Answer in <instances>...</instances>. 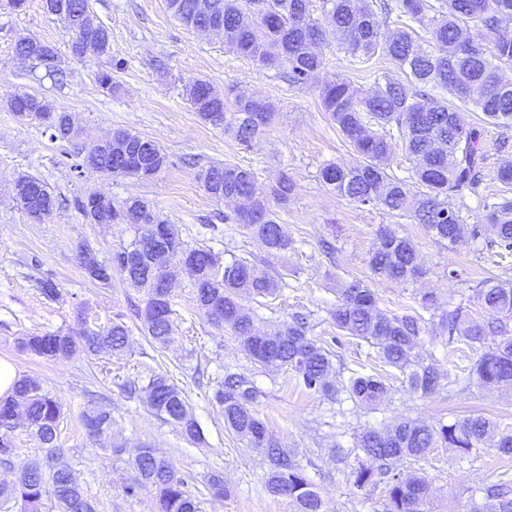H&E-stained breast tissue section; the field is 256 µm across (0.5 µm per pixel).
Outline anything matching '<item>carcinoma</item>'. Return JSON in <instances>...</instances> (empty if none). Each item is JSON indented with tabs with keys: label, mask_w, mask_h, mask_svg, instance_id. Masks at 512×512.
Here are the masks:
<instances>
[{
	"label": "carcinoma",
	"mask_w": 512,
	"mask_h": 512,
	"mask_svg": "<svg viewBox=\"0 0 512 512\" xmlns=\"http://www.w3.org/2000/svg\"><path fill=\"white\" fill-rule=\"evenodd\" d=\"M168 0V8L193 30L216 28L224 41L260 69L286 68L288 83L315 84L322 110L351 147L355 161L328 163L321 168L324 185L336 195L362 207H379L393 217H403L409 199H414L411 218L440 243L455 244L464 234L485 239L497 256L512 259V164L498 169L501 193L485 204V223L465 224L453 197L477 194L482 184L486 152L483 128L466 120V113L480 112L488 125H512V82L500 70L512 65V0H323L327 8L315 16L314 0ZM65 30L92 21L88 0H63L50 9ZM401 26L390 28L391 19ZM418 24L429 35L428 47L415 34ZM336 34L340 48L349 56L367 62L376 56L390 61L402 74L386 77L371 93L356 88L339 75L321 76L323 59L312 47L324 43L326 27ZM473 28L485 32L483 43L470 38ZM93 54L111 55V37L96 25ZM16 56L32 61L52 78H66L57 64V52L44 41L27 37L14 47ZM438 88L444 95L432 96ZM184 94L198 118L224 128L242 146L263 134L275 116V106L237 92L227 86L220 92L207 80L197 79L184 87ZM233 99L234 111H226ZM15 114L45 127L53 141L72 142L80 129L74 117L58 111L47 100L29 92L16 94L10 102ZM401 143L408 160L415 162L409 179L396 177L389 167L392 141ZM137 152L145 170L157 176L173 165L170 156L154 141L117 129L103 144L82 147L72 158L70 169L77 175L92 170L110 177L141 176L127 169L125 157ZM205 192L217 201L234 205L224 221L260 240L273 252H286L292 240L285 233L271 203L288 204L292 180L281 176L262 189L255 173L237 163L214 162L198 174ZM14 199L37 220L50 218L57 197L41 178L24 174L13 183ZM75 208L91 224H127L134 231L127 245L112 249L107 261L98 259L88 243L79 247L87 256L81 267L94 280L107 285L116 274L144 291L143 305L133 315L140 321L150 343L166 349L174 341L176 328L171 280L181 266L194 277L198 309L216 329L231 331L241 350L263 368L291 371L303 389L322 397L348 394L354 404L376 407L389 396L385 380L372 374H352L333 382L334 354L324 341L310 335L306 317L294 315L282 329L259 334L253 318L241 301L276 295L282 277H273L240 258L224 261L209 248L190 247L173 225L157 213L149 201L130 197L121 202L106 192L91 193L74 200ZM493 237H487V230ZM370 272L381 279L405 284L425 274L418 263L413 241L391 224L376 229L369 251ZM330 320L342 336L364 341L376 349L387 366L406 375L411 390L431 395L443 386L456 384L423 358L418 347L430 335L423 312L432 309L435 298L423 295L416 306L382 309L375 293L360 278L345 281L336 289ZM481 311L478 316L448 306L440 316L446 344L466 341L482 345L497 337L495 346L475 362L471 375L485 388H512V281L487 280L476 286ZM81 329L31 333L18 338L25 352L44 359L76 355H122L129 345L131 329L121 319L104 323L80 310ZM148 408L163 422L178 429L191 442L202 440V432L182 391L168 377L158 374L142 388ZM260 391L244 375L229 373L217 382L214 401L221 407L224 425L248 447L261 452L267 465L266 488L273 496L292 500L296 512H329L302 465L281 448L268 433L254 408ZM63 410L40 382L30 376L17 381L13 394L0 400V462L13 465L12 432L16 421L25 423L30 435L47 454L42 460L23 465L16 482L0 487V498L15 500L21 512H43L46 503L57 512H96L83 487L58 448ZM83 424L93 436L112 429V413L98 408L83 415ZM436 448H454L464 457L474 448H492L512 456V432L482 416L464 417L451 424H429L417 419L394 422L383 429L367 428L356 441L357 466L350 476L363 488L383 484L384 512H425L428 481L419 473L405 475L394 465L404 458L420 459ZM136 483L155 489L159 512H203L202 501L189 489L188 480L177 475L157 449L143 445L131 458ZM477 512H512V497L503 483L484 484Z\"/></svg>",
	"instance_id": "cac0c4a2"
}]
</instances>
